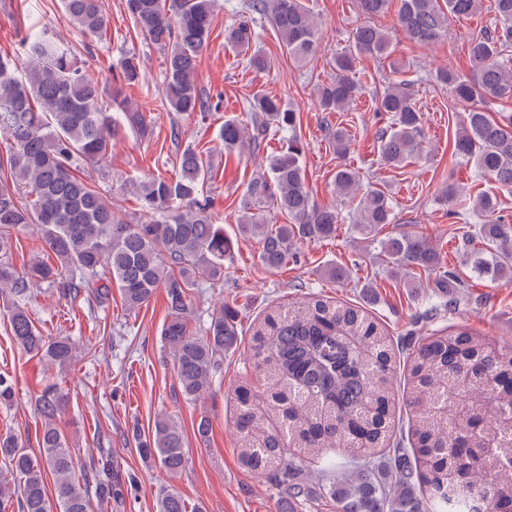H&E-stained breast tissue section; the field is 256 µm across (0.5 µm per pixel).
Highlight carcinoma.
Returning <instances> with one entry per match:
<instances>
[{"label":"carcinoma","mask_w":512,"mask_h":512,"mask_svg":"<svg viewBox=\"0 0 512 512\" xmlns=\"http://www.w3.org/2000/svg\"><path fill=\"white\" fill-rule=\"evenodd\" d=\"M389 0H357L367 18L382 13ZM73 24L85 35L99 36L107 19L101 0H63ZM494 24L468 41L472 72L444 69L437 75L460 103L512 101V71L500 57L512 48V0H494ZM128 15L141 35L166 51V82L158 94L161 107L177 116L212 111L211 98L198 89V59L208 47L216 0H124ZM479 0H400L397 25L413 42L435 43L448 33L451 17L467 18ZM271 19L291 59L304 64L317 50L316 21L303 0H244L242 13L224 27L225 41L249 49L255 27ZM23 45L27 66L15 73L0 58V139L7 144L0 158V294L11 297L8 319L20 349L41 357L49 366L74 359L67 336L48 339L25 307L32 286L61 284L64 294H86L102 303L117 285L125 305L136 310L156 289H165L168 317L160 336L169 349L181 395L196 400L210 387L224 361V351L237 343L239 321L222 305L210 316L203 334L190 328L189 302L203 285L224 287V262L232 259V240L207 214L201 198L210 178L207 154L193 147L176 157L178 177H151L136 184L141 201L139 220L131 224L112 207L109 194L91 185L81 168L103 164L112 155L113 141L124 131L141 137L152 132L150 106H138L123 96L124 88L142 84V64L126 54L112 75V95L104 101L102 81L76 55L46 32L31 29ZM386 32L366 22L352 32L349 52L336 57V78L318 88L323 112H341L361 90L355 77L359 56L389 55ZM254 112V145L269 132L288 131L281 150L269 159L268 173L256 177L247 196L256 204L268 202L285 214L286 224H267L250 213L239 233L259 236V260L268 268L298 261L300 244L336 233L338 212L317 205L301 163L304 144L296 133L297 113L280 99L259 95L249 103ZM375 111L390 114L392 123L379 137L383 163L400 167L422 154L423 113L406 79L393 81L375 95ZM224 149L243 141V127L224 121ZM336 155L349 154L352 139L344 128L331 133ZM454 153L474 162L496 184L512 188V115L497 120L481 108L465 112L457 129ZM359 172L341 165L334 175L336 192L352 196L359 189ZM443 201L472 208L486 222L479 225L483 248L475 253V268L495 277L512 276V220L499 214L496 199L478 192L470 200L453 187ZM356 225L365 235L393 223V199L385 188L369 185L357 204ZM35 233L43 250L53 257H33L27 267L13 261L15 234ZM390 272L414 268L435 274L433 287L448 299V310L466 298L467 284L441 266L439 254L420 234H403L382 242ZM392 339L360 310L331 308L321 300L298 304L284 316L267 322L259 337L258 365L277 381L294 385L301 394L277 399L283 426L258 433L261 409L246 389L237 391L235 428L245 438L260 435L248 449L246 465L273 486H286L302 496L300 480L311 471L322 476L318 499L330 498L343 512H512V427L484 417L476 395H495L512 410V349L492 347L485 339L459 327L446 336H419L408 348L412 391L409 414L394 421L387 390L392 367ZM471 373L466 391L473 416L483 421L485 436L499 447H476L465 433L467 421L453 418L448 379ZM383 401L387 409L371 422L358 425L366 406ZM70 397L55 383L43 385L35 400L42 420L39 454L15 435H0V459L8 464L19 485L0 481V512H89L91 498L124 505L135 479L125 477L105 452L76 478L78 462L57 420ZM299 442L308 455L286 450V440ZM342 451L336 468L326 456ZM139 454L169 474L185 465L184 435L171 418H160ZM52 478L48 489L46 478ZM158 512H188L180 493L159 492Z\"/></svg>","instance_id":"carcinoma-1"}]
</instances>
